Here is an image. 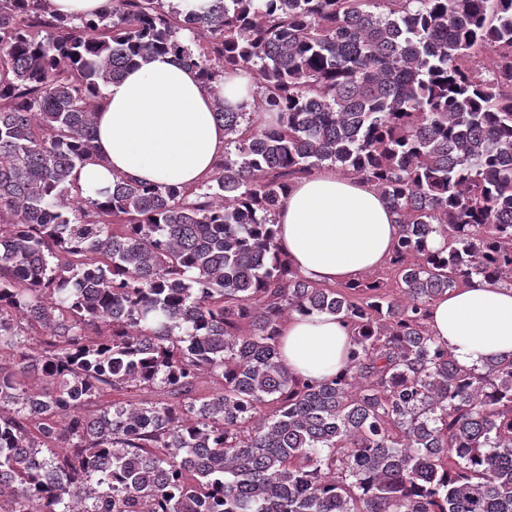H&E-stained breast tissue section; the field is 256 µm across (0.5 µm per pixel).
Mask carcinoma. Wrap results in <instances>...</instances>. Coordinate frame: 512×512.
I'll return each mask as SVG.
<instances>
[{"label":"carcinoma","instance_id":"cac0c4a2","mask_svg":"<svg viewBox=\"0 0 512 512\" xmlns=\"http://www.w3.org/2000/svg\"><path fill=\"white\" fill-rule=\"evenodd\" d=\"M156 54L249 73L251 110L215 97L199 184L93 198L102 87ZM325 163L397 213V292L279 253ZM479 277L512 286V0H0V512H512V359L464 368L428 324ZM294 312L349 323L337 376L282 366ZM108 0H53L54 8L75 18L101 13Z\"/></svg>","mask_w":512,"mask_h":512}]
</instances>
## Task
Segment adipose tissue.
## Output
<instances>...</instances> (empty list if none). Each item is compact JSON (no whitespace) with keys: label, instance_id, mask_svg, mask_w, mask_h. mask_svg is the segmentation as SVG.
<instances>
[{"label":"adipose tissue","instance_id":"1","mask_svg":"<svg viewBox=\"0 0 512 512\" xmlns=\"http://www.w3.org/2000/svg\"><path fill=\"white\" fill-rule=\"evenodd\" d=\"M95 145L100 163L76 173L86 194L116 175L193 186L223 155L224 127L197 71L163 54L103 88ZM276 230L279 249L303 277L344 284L387 263L399 227L371 184L326 166L290 186ZM429 326L463 367L512 357V287L477 279L449 290L432 303ZM350 336L342 318L292 314L281 325L282 364L308 380L335 376Z\"/></svg>","mask_w":512,"mask_h":512}]
</instances>
